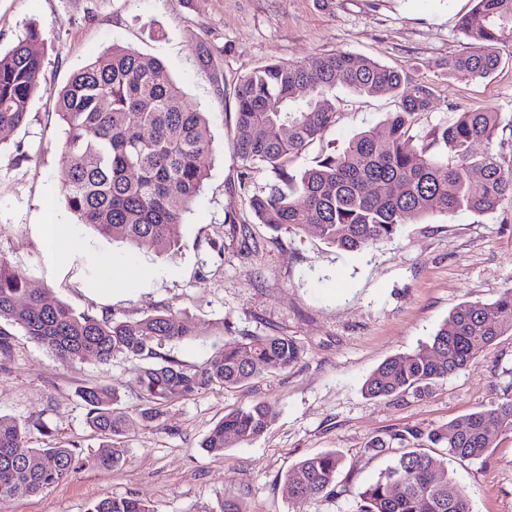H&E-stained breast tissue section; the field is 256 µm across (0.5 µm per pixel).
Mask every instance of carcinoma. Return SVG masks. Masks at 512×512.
Returning a JSON list of instances; mask_svg holds the SVG:
<instances>
[{
    "mask_svg": "<svg viewBox=\"0 0 512 512\" xmlns=\"http://www.w3.org/2000/svg\"><path fill=\"white\" fill-rule=\"evenodd\" d=\"M475 2L460 21L470 50L448 63L451 73L468 80L494 73L501 64L496 46L512 42V0ZM40 39L30 29L0 54V143L25 124L31 98L45 87L44 59L34 49ZM338 76L357 93L393 95L398 109L382 127L357 133L344 151L290 176L288 160L336 123L327 92ZM57 95L65 130L61 195L68 209L79 223L114 241L138 250H170L206 179L204 159L214 150L206 113L186 99L160 60L115 44L75 71ZM234 98L242 186L256 169H268L279 180L247 198L260 223L273 229H313L340 250L358 251L391 238L410 217L434 210L489 214L512 205V162L492 148L501 113L453 109L431 142L419 147L409 128L415 115L432 108L433 89L369 58L337 51L302 62H269L240 80ZM2 322L63 360L90 357L106 364L120 356L131 362L141 394L138 415L145 422L158 420L168 402L216 385L242 386L300 358L298 345L286 336L248 342L230 336L205 362L185 363L161 349L197 335L188 319L173 312L136 321L77 313L50 289L33 287L0 253ZM506 334L512 335V288L493 302L453 309L427 343L381 363L367 378L365 392L372 398L425 393L471 368L483 348ZM118 394L114 386L81 392L88 423L104 435L98 461L107 470L128 462V416L118 408ZM272 417V407L263 402L226 414L203 447L222 454L254 441ZM29 432L30 426L0 415V504L37 494L77 471V448H34ZM506 433H512L509 396L427 432L406 428L371 440L373 451L393 443L397 448L392 463L360 494L356 512H473L468 491L414 442L444 448L454 459L478 460ZM341 464L336 452L301 460L285 477L288 498L303 503L333 493ZM89 512L151 510L132 496L101 499Z\"/></svg>",
    "mask_w": 512,
    "mask_h": 512,
    "instance_id": "carcinoma-1",
    "label": "carcinoma"
}]
</instances>
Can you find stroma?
Here are the masks:
<instances>
[{
  "mask_svg": "<svg viewBox=\"0 0 512 512\" xmlns=\"http://www.w3.org/2000/svg\"><path fill=\"white\" fill-rule=\"evenodd\" d=\"M473 6V0H0V51L26 29L39 30L36 49L48 84L32 98L26 127L0 144V253L76 312L125 321L171 311L190 319L196 337L167 349L189 363L204 362L230 334L288 336L301 351L291 367L168 403L148 423L133 414L140 395L127 361L60 360L15 330L12 357L0 367V414L47 422L50 436L31 431L32 446L70 443L81 454L72 477L0 504V512H88L102 498L126 496L142 498L155 512H217L234 497L250 512H355L360 493L392 458L388 450L367 451L372 438L429 430L512 394V335L428 393L370 398L362 391L378 365L427 342L453 308L494 301L512 288V210L433 211L402 224L391 239L346 252L312 232L260 224L247 196L267 190L275 176L259 170L241 187L233 144L234 89L243 75L272 60L340 50L433 88L432 108L416 115L410 130L416 145L431 141L451 108L489 109L502 116L492 147L512 155V45L500 47L502 64L488 78L448 71L449 60L468 47L458 24ZM201 43L212 53V68L199 62ZM115 44L160 59L207 112L216 145L204 189L168 253L112 243L78 223L60 193L56 92ZM215 69L223 87L211 78ZM332 95L335 125L289 161L291 174L342 151L397 108L392 96L358 94L341 81ZM47 200L63 233L56 253L42 234ZM96 385L118 387L122 408L132 414L125 431L129 461L115 470L99 466L101 438L86 424L81 392ZM256 401L274 409L260 438L220 455L203 449L224 414ZM326 451L343 461L334 495L290 502L288 470ZM447 471L470 493L474 512H512V434L500 435L485 459L449 460Z\"/></svg>",
  "mask_w": 512,
  "mask_h": 512,
  "instance_id": "1",
  "label": "stroma"
}]
</instances>
